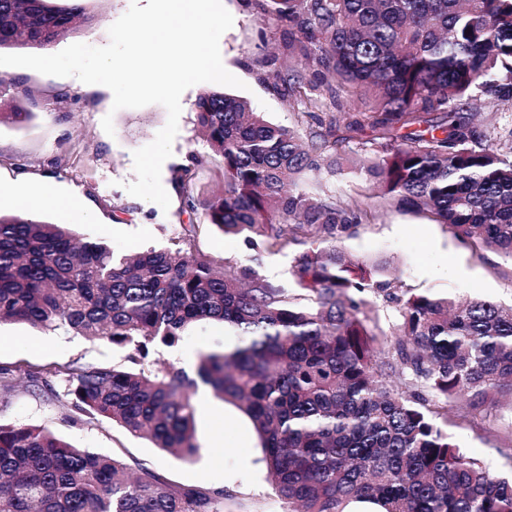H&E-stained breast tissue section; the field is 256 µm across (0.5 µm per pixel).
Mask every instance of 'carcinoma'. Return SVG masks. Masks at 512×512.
Here are the masks:
<instances>
[{
  "mask_svg": "<svg viewBox=\"0 0 512 512\" xmlns=\"http://www.w3.org/2000/svg\"><path fill=\"white\" fill-rule=\"evenodd\" d=\"M90 0H0V49L45 48L93 20ZM279 32L266 60L299 130L268 123L210 90L197 124L224 163L205 219L256 247L309 246L296 288L203 255L116 257L99 242L0 215V320L104 338L138 364L203 321L236 343L198 356V380L171 365L145 373L46 367L31 392L67 382L68 410L144 435L177 458L197 452V383L236 401L260 435L285 512H512V472L496 474L448 431L512 407V306L478 297L398 295L339 246L388 207L430 215L478 257L512 262V0H247ZM327 170L378 189L362 206ZM194 174L183 169L195 208ZM396 305L386 334L373 300ZM408 381L410 394L386 378ZM0 368V402L15 391ZM444 420L440 425L438 420ZM224 489L179 488L148 469L76 448L46 428L0 423V512H225Z\"/></svg>",
  "mask_w": 512,
  "mask_h": 512,
  "instance_id": "obj_1",
  "label": "carcinoma"
}]
</instances>
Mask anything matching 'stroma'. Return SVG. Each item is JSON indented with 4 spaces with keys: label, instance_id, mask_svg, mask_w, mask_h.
Instances as JSON below:
<instances>
[{
    "label": "stroma",
    "instance_id": "stroma-1",
    "mask_svg": "<svg viewBox=\"0 0 512 512\" xmlns=\"http://www.w3.org/2000/svg\"><path fill=\"white\" fill-rule=\"evenodd\" d=\"M131 0H91L93 23L49 46L57 53L74 43L103 46L109 27L129 8ZM233 25L220 39L226 69L241 80L231 95L249 102L265 119L294 126L297 113L288 97L274 92L261 75V62L270 56L276 30L265 26L244 0H223ZM26 80L38 92L36 101L17 95L15 80ZM209 83L188 88L181 96L178 133L172 154L164 162L161 181L170 197L169 208L130 195L125 183L134 181L133 153L150 143L167 122L158 104L113 110V95L105 86L85 84L74 77H55L22 67L0 66V108L18 107L28 121L0 123V213H17L5 188L19 183L48 184L30 218L58 224L84 241L105 242L114 253L133 255L150 247L177 249L186 225L195 227L194 248L216 266H249L273 283H292V268L302 246L290 244L273 252L250 248L244 236L224 234L204 219L203 203L221 187V159L210 148L196 122L195 104ZM112 116L114 134L102 128ZM67 155L63 168L53 161ZM201 158L196 174L197 208H187L177 178L183 167ZM346 252L367 264L382 263L384 279L409 294L432 293L481 297L512 302V262L488 252L477 257L450 229L425 215L405 209L384 210L372 223L342 241ZM221 325L202 322L171 347L151 349L143 363L150 371L171 363L194 373L200 352L233 344ZM129 365L127 349L104 339L91 340L74 331L42 330L15 321L0 323V367L13 370L17 390L0 404V422L42 426L75 447L119 458L132 469L149 468L175 486L224 489L228 512H283L282 501L266 479L263 448L249 417L236 405L214 397L205 387L192 394L196 408L193 460L177 459L147 438L120 426L84 416L69 417L63 405V379H55L50 395L33 394L27 374L45 365ZM460 445L483 459L491 469L512 467L501 449L512 440V409L500 408L496 418L476 419L455 429Z\"/></svg>",
    "mask_w": 512,
    "mask_h": 512
}]
</instances>
